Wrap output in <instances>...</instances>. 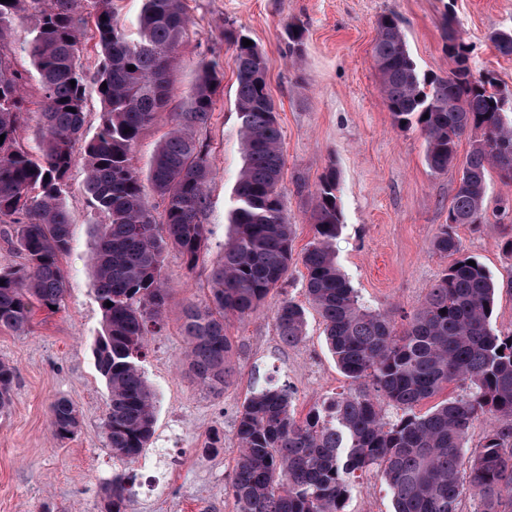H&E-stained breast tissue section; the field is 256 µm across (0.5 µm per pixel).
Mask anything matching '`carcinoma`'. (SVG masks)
Wrapping results in <instances>:
<instances>
[{
	"instance_id": "1",
	"label": "carcinoma",
	"mask_w": 512,
	"mask_h": 512,
	"mask_svg": "<svg viewBox=\"0 0 512 512\" xmlns=\"http://www.w3.org/2000/svg\"><path fill=\"white\" fill-rule=\"evenodd\" d=\"M84 0L0 2V39L20 13L34 24L21 50L29 56L43 91L39 152L17 142L24 121L21 76L0 51V223L14 225L25 263L0 269V329L27 331L35 307L61 306L70 220L64 186L77 164L86 95L78 64L77 13ZM99 48L94 83L102 103L98 132L84 142L85 186L106 221L91 255L95 296L103 328L94 346L106 378L105 419L113 455L138 459L154 434L157 397L141 367L147 337L163 328L170 295L162 269L177 249L193 270L208 249L209 145L197 138L212 112L224 75L217 63L201 64L196 82L158 146L147 179L130 153L143 130L165 110L177 47L186 33L184 0H143L135 36L116 18L112 0H89ZM235 49L236 108L243 166L233 188L229 237L210 270L211 298L187 303L179 314L188 341L186 371L215 397L224 395L234 344L227 315L256 312L283 280L292 261L294 225L284 215L280 181L281 130L268 92L266 61L245 34L224 32ZM498 51L512 56V31H496ZM447 76L422 73L411 57L398 15L377 21L373 48L380 92L394 124L417 127L425 161L435 173L456 166L463 137L474 135L449 209L452 223L434 238L437 251L454 257L402 330L385 313L365 307L342 273L333 244L342 226L338 175L321 179L312 210L313 240L301 255L305 292L325 325L329 349L341 372L365 390L336 393L303 418L292 410L285 387L261 386L239 411L238 455L229 483L235 512H347L358 474L377 470L392 494L394 512H498L512 499V332L495 329L491 317L498 283L481 263L471 266L453 228L486 221L489 172L512 183V92L493 73L475 76L463 41L448 33ZM135 69L130 70L128 66ZM75 84H70V81ZM164 202L162 220L148 204L144 182ZM112 302L106 306V302ZM280 339L305 338L306 313L288 298L274 312ZM502 353H497V350ZM15 368L0 361V411L12 400ZM457 393L423 414L415 408L449 385ZM401 411L395 418L384 407ZM488 421L482 448L467 456L469 429ZM55 437L79 426L74 404L50 407ZM133 478L117 474L105 483L107 512H125Z\"/></svg>"
}]
</instances>
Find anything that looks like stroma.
Returning a JSON list of instances; mask_svg holds the SVG:
<instances>
[{"mask_svg": "<svg viewBox=\"0 0 512 512\" xmlns=\"http://www.w3.org/2000/svg\"><path fill=\"white\" fill-rule=\"evenodd\" d=\"M189 17L171 75L172 90L164 112L143 131L132 163L148 174L154 150L181 111L202 61L214 59L224 80L208 124L198 130L210 146L212 180L208 186L209 249L195 269H187L177 251L166 255L163 277L173 302L205 305L211 266L224 250L232 189L243 165L235 108V52L225 38L228 28L243 31L264 53L267 83L282 132L284 167L281 189L285 216L293 224V249L302 252L313 238L314 194L324 174L336 170L343 215L334 243L337 262L360 300L389 312L405 325L450 256L433 240L448 221L456 174H437L425 162V139L418 128L394 126L379 91L372 49L377 21L387 12L401 19L408 49L424 72L447 75L448 29L468 46L474 73L492 72L512 90V56L501 55L490 36L512 30V0H184ZM82 51L79 62L88 83L85 138L101 124L102 104L93 77L99 55L93 22L80 10ZM304 31L300 53L288 44L286 27ZM29 17L15 23L0 45L24 78L26 121L21 143L37 144L41 92L36 72L21 42ZM71 217L70 249L62 259L67 290L56 313L36 312L22 334L0 330V361L16 371L13 403L0 413V512H101L102 482L116 474L137 476L125 512H235L229 480L237 458L236 424L245 397L254 386L273 382L288 386L297 416L316 403L352 390L326 345L324 325L308 306L305 269L293 263L279 286L252 315L226 319L235 349L230 385L214 397L180 369L187 343L179 314L170 311L162 331L150 337L141 366L158 397L155 434L138 461L113 457L104 429L108 388L93 355L102 326L88 257L101 218L84 188L82 166H75L64 193ZM512 199V183L498 176L488 181L489 221L474 228L456 226L465 254L477 259L498 280L492 324L512 331V254L502 250L512 215L499 217V200ZM305 305L306 338L284 344L274 310L283 299ZM78 409L74 436L57 439L50 426V405L57 398ZM224 432L217 454L203 446L213 429ZM348 512H393L391 493L381 475L363 474L355 483Z\"/></svg>", "mask_w": 512, "mask_h": 512, "instance_id": "1", "label": "stroma"}]
</instances>
